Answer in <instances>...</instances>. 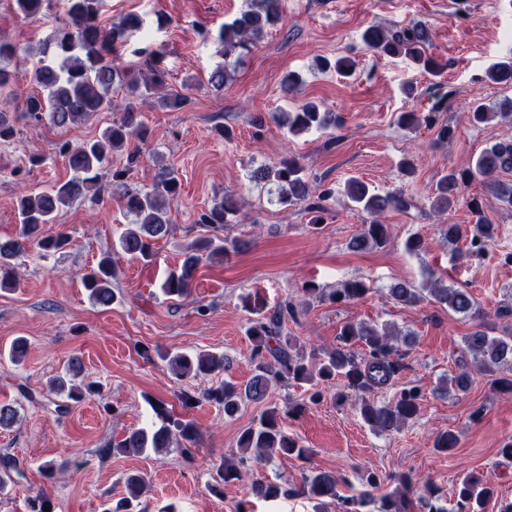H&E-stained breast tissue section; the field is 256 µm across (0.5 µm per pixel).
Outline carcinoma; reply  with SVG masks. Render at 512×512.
I'll return each mask as SVG.
<instances>
[{"label":"carcinoma","mask_w":512,"mask_h":512,"mask_svg":"<svg viewBox=\"0 0 512 512\" xmlns=\"http://www.w3.org/2000/svg\"><path fill=\"white\" fill-rule=\"evenodd\" d=\"M16 10L25 17L40 14L48 0H14ZM246 8L233 19L224 22L217 40L224 47V56L251 51L264 32L284 21L282 0H245ZM67 19L55 30L52 55L61 58V64L43 63L35 68L33 82L39 91L24 97L26 117L37 123L47 116L57 127L82 123L100 112H119L118 119L106 127L99 138L79 145L64 142L59 154L73 171L71 179L56 183L38 193L23 195L17 201L18 235L0 239V288L11 286L14 279V260L32 244L44 252L58 251L69 244L64 234L46 235L44 226L53 223L59 211L78 200L96 201L105 190L103 179L112 176V184L122 187L119 202L131 225L118 240L116 252H104L96 264L82 277L88 298L96 305L108 307L114 302L112 280L116 277L117 257L149 263L154 255V242L170 234L171 203L181 194V182L176 173L169 170L149 189L127 183V170L108 169L113 151L133 141H147L149 128L144 120L142 105L154 99L161 106L179 110L189 99L180 94L161 93L166 86V72L155 62V53L146 54L139 69L120 68L113 55L129 37L144 28V19L136 14L121 16L109 26L98 21L101 0H66ZM361 40L377 57L403 58L424 71L438 76L443 65L429 53L431 32L422 24L387 28L372 25L364 29ZM18 56L17 48L0 40V90L10 86L12 72L7 62ZM317 67L333 70L349 77L353 62L346 56L320 57ZM486 77L495 84L512 86V55L493 64ZM230 79L227 66L214 68L208 78L210 90L221 93ZM122 93L121 100L114 95ZM470 121L487 123L495 118L512 123V98H506L490 107L475 97L468 104ZM274 120L292 135H300L313 129L322 130L336 125V113L322 109L315 102H306L289 112H277ZM397 121L406 128L421 123L436 128V139L442 144L453 141L455 132L449 124H437L432 114L406 111L399 113ZM16 118L9 101H0V142L14 139ZM512 173V137L503 138L485 147L474 162L464 168L450 167L436 182L431 209L446 213L458 201L462 191L474 181L489 186L502 201L512 206V184L500 181L503 174ZM249 178L258 184L271 186V200L284 207L301 206L310 215L309 223L316 229L324 221L326 202L336 195V186L327 185L321 190L311 186L304 167L293 156H285L274 166L261 165L250 171ZM343 195L361 215L358 234L350 239L348 248L355 252L379 249L390 240L389 225L382 223L381 216L390 210L404 213L420 211L416 199L402 190L383 195L372 191L359 178L352 177L343 184ZM472 215L470 224H442L441 238L449 244L467 243L468 252L485 250L496 237V227L485 217L477 198L467 202ZM240 212L238 197L226 192L213 199L211 206L200 215L198 223L210 230V234L195 238L186 244L181 253L179 267L170 271L161 284L167 299L180 301L186 298L198 268L206 263L222 261L238 252L244 242L223 238L218 232L233 221ZM303 295L331 303H353L364 298L371 286L363 279L347 280L340 287L326 292L313 281L303 284ZM428 291L433 301L448 311L473 321L472 330L463 337V353L472 357L484 370L491 372L501 366L512 367V334L490 335V327L484 320L471 291L463 286L448 287L434 280ZM387 298L404 306H415L425 299L422 289L404 279L395 280L387 288ZM297 305L291 300L279 303L273 313L256 315L249 319L246 336L252 344L251 363L253 375L245 383L232 378L206 390L202 398L224 409L227 417L235 416L250 403H263L265 408L255 423L245 428L238 438L241 456L236 461L223 460L218 466L215 484L211 490L220 493L224 484L239 480L242 468L250 460L262 462L273 454L304 458L308 455L299 438L288 433L283 423L282 409L269 401L270 393L277 388L305 385L304 398L288 404V413H301L330 397L341 406L352 404L362 421L379 432L400 430L415 419L421 409L424 395L418 385L406 384L398 389L391 400L378 403L369 397L373 392L388 390L395 385L400 371L402 354L397 343L409 344V334L395 332L387 326L365 321L345 323L332 348H306L300 341L288 335L285 324L296 320ZM178 382L225 374L230 361L212 351L196 353L176 352L164 356ZM472 385V372L465 360L460 361L459 372L446 380V389L464 393ZM57 396L78 402L85 395L97 393L95 384L85 389L67 386L64 378H57L51 385ZM157 421L148 428L135 429L121 440L112 442L101 454L137 453L147 450L171 448L177 439L193 443L196 429L193 421L176 416L166 403L153 405ZM459 443L458 434L448 429L434 436L432 447L439 453L449 454ZM24 477L16 461L8 455L0 456V491L10 483ZM345 479L334 472L316 471L306 478L303 493L315 501L313 512H408L407 492L415 487V478L403 473L397 478L395 491L378 497L367 493L360 497L340 494ZM126 496L106 512H140L141 492L146 486L140 472L124 478ZM420 497L427 512H447L441 504L443 492L431 481L422 485ZM256 496L275 500L289 494L287 488L273 483L253 484ZM493 487L479 476L470 473L456 486L455 512H485L486 504L494 497Z\"/></svg>","instance_id":"1"}]
</instances>
